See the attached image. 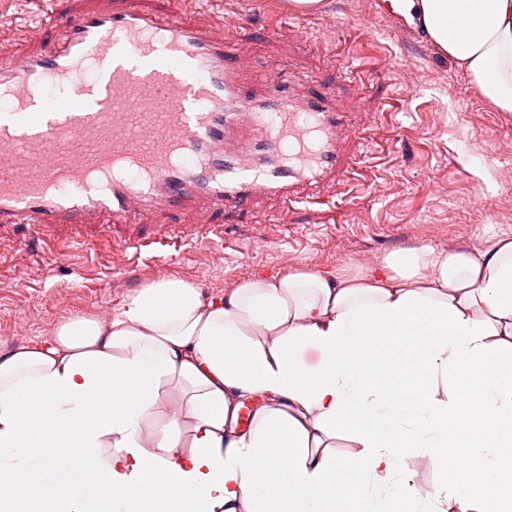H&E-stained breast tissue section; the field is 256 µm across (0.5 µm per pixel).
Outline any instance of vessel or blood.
<instances>
[{"label": "vessel or blood", "instance_id": "1", "mask_svg": "<svg viewBox=\"0 0 512 512\" xmlns=\"http://www.w3.org/2000/svg\"><path fill=\"white\" fill-rule=\"evenodd\" d=\"M201 0H58L32 45L0 53V233L72 241L99 220L192 213L206 235L263 197L343 183L350 113L186 17Z\"/></svg>", "mask_w": 512, "mask_h": 512}]
</instances>
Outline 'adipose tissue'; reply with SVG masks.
Listing matches in <instances>:
<instances>
[{
  "label": "adipose tissue",
  "instance_id": "adipose-tissue-1",
  "mask_svg": "<svg viewBox=\"0 0 512 512\" xmlns=\"http://www.w3.org/2000/svg\"><path fill=\"white\" fill-rule=\"evenodd\" d=\"M439 51L512 112V0H403ZM395 343L425 371L419 400L385 405ZM322 362L308 368L306 349ZM512 240L425 247L352 279L257 275L203 298L174 279L0 350V512H334L357 474L384 512L400 447L481 448L489 491L446 483L418 512H512L491 488L512 446ZM473 396L460 407L458 396ZM276 399L268 407L267 399ZM178 401L179 413L167 408ZM255 408L253 427L238 411ZM503 429L490 433L488 415ZM346 430L357 452L329 448Z\"/></svg>",
  "mask_w": 512,
  "mask_h": 512
}]
</instances>
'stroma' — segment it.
I'll return each instance as SVG.
<instances>
[{"instance_id":"obj_1","label":"stroma","mask_w":512,"mask_h":512,"mask_svg":"<svg viewBox=\"0 0 512 512\" xmlns=\"http://www.w3.org/2000/svg\"><path fill=\"white\" fill-rule=\"evenodd\" d=\"M223 2V17L205 11L197 21L255 61L280 65L310 87H334L336 109L360 123L362 162L340 192L321 193L318 203L285 208L261 199L227 210L220 242L200 238L185 216L182 244H154L160 220L151 214L129 229L151 242L138 252L89 241L36 253L1 240V350L45 339L71 317L115 314L135 289L162 279L188 282L210 298L258 274L349 278L411 248L483 250L512 240V209L499 203L512 185L495 177L512 167V153L498 149L512 139V113L497 111L427 39L382 15L381 0H330L321 12L289 9L286 0ZM48 6L0 0V51L23 48V30ZM271 15L284 19L273 35L261 28ZM388 358L385 375L396 386L387 404L415 401L422 366L395 346ZM469 454L472 469L459 474L448 459L404 449L395 482L477 488L483 451Z\"/></svg>"}]
</instances>
